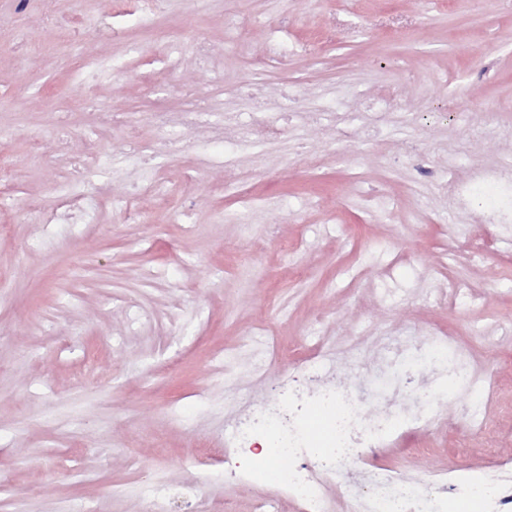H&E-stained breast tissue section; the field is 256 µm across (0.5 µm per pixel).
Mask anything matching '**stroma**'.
<instances>
[{"mask_svg":"<svg viewBox=\"0 0 512 512\" xmlns=\"http://www.w3.org/2000/svg\"><path fill=\"white\" fill-rule=\"evenodd\" d=\"M43 25L0 0V174L16 189L0 212V512H152L201 451L197 512H253L278 485L225 479L234 420L300 376L311 347L350 382L392 336H455L496 406L459 455V402L440 398L381 463L425 484L512 459V238L418 187L407 152L426 140L460 174L512 152L488 134L512 127V0H167L149 27L129 0H56ZM271 38L294 46L288 64L262 63ZM203 42L222 61L205 76ZM89 55L119 115L89 175L108 207L97 224H47L26 199L49 210L73 191L58 142L94 119L63 64ZM247 84L356 120L345 137L296 116L235 152L164 153L151 112L202 98L243 124L258 104ZM131 135L163 174L165 211L127 198ZM300 142L323 163H294ZM433 267L464 286L451 307L429 293Z\"/></svg>","mask_w":512,"mask_h":512,"instance_id":"obj_1","label":"stroma"}]
</instances>
